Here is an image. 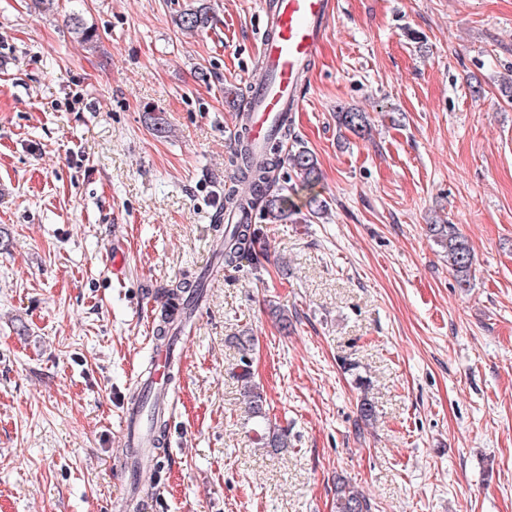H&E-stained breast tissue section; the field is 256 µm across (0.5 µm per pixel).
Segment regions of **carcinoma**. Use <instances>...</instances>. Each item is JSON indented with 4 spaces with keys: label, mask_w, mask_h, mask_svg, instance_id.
Here are the masks:
<instances>
[{
    "label": "carcinoma",
    "mask_w": 512,
    "mask_h": 512,
    "mask_svg": "<svg viewBox=\"0 0 512 512\" xmlns=\"http://www.w3.org/2000/svg\"><path fill=\"white\" fill-rule=\"evenodd\" d=\"M209 21V7L201 3L182 10L177 18V25L187 31H201L207 28ZM336 121L339 127L358 136L364 134L369 126L367 113L355 109L336 113ZM291 138L292 123L285 121L276 127L260 148L246 140L241 142L235 163L239 171V182L245 189L241 190L234 185L228 187L224 193V210L234 216L243 215L247 217V221L215 226V230L223 237L219 258L224 262V269L236 270L246 263L253 265L258 262L256 245L260 239V228L252 224L250 216L253 211L261 209L262 216L271 223L282 222L298 214L297 204L287 193L271 191L276 182V172L283 160L290 163L301 188L310 192L305 206L313 213L326 207V202L312 193L320 180L316 157L307 150L282 156L283 147ZM428 234L448 258V267L457 286L462 289L470 287L474 253L468 240L459 235L452 224H430ZM204 285L205 282L201 279L191 287L178 283L162 292L160 299L163 300V311L157 328V338L163 345L167 346L171 341L168 324L176 320L186 323L190 321L194 304L203 294ZM253 344L252 336L243 334L235 337L241 363V372L236 374V380L240 384L249 418L261 424L268 421L267 400L249 370L247 357ZM150 422L153 442L159 450L163 448L166 440L167 422L159 411L152 412ZM260 440L267 448L288 447V435L272 426L260 435ZM334 508L335 512H372L371 502L354 491L345 479L338 480L336 484Z\"/></svg>",
    "instance_id": "carcinoma-1"
}]
</instances>
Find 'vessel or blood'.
<instances>
[{"mask_svg": "<svg viewBox=\"0 0 512 512\" xmlns=\"http://www.w3.org/2000/svg\"><path fill=\"white\" fill-rule=\"evenodd\" d=\"M333 12V0H278L272 16L273 30L260 40L259 55L266 69L253 77L247 102L246 127L255 143L264 141L284 113L301 110L303 84ZM174 360V350L153 351L146 385L159 392L165 390ZM145 425L137 405H127V447H145Z\"/></svg>", "mask_w": 512, "mask_h": 512, "instance_id": "1", "label": "vessel or blood"}]
</instances>
